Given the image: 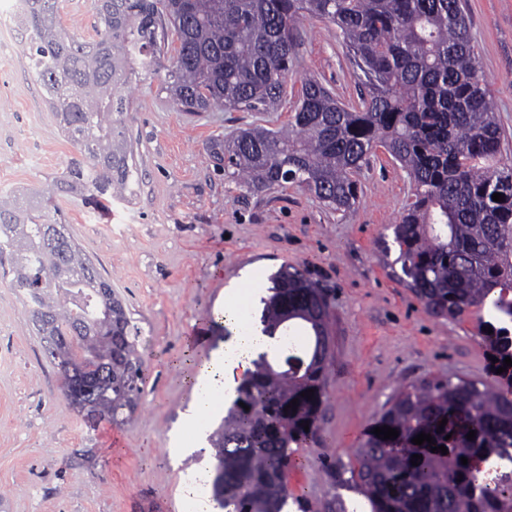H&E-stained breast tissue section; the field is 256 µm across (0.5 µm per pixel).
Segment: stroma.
I'll list each match as a JSON object with an SVG mask.
<instances>
[{"instance_id": "35a3bbf8", "label": "stroma", "mask_w": 512, "mask_h": 512, "mask_svg": "<svg viewBox=\"0 0 512 512\" xmlns=\"http://www.w3.org/2000/svg\"><path fill=\"white\" fill-rule=\"evenodd\" d=\"M486 85L497 102L503 156L512 159V0H466ZM62 25L84 38L92 0H58ZM21 27L0 26V190L47 189L75 156L23 56ZM175 52L136 69L124 118L136 169L131 188L100 210L54 196L60 219L126 305L146 379L130 420H87L63 396L57 368L0 256V512H182L179 484L214 465L199 450L176 460L168 434L190 400L187 377L231 336L224 295L251 271L305 270L328 296L334 359L317 437L296 449L287 512H370L352 471L355 451L400 387L457 376L491 380L476 314H430L397 282L381 247L408 199L399 163L377 150L358 174L354 210L338 212L287 184L255 191L215 154L240 129L287 127L302 80L358 103L359 72L318 19L298 27L285 94L271 112L216 107L189 115L167 90Z\"/></svg>"}]
</instances>
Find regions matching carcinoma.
Returning <instances> with one entry per match:
<instances>
[{"mask_svg": "<svg viewBox=\"0 0 512 512\" xmlns=\"http://www.w3.org/2000/svg\"><path fill=\"white\" fill-rule=\"evenodd\" d=\"M26 2L28 68L78 153L56 189L105 207L129 188L135 166L123 90L134 64L158 63L169 31L178 41L168 82L178 111L269 112L284 93L297 24L335 25L367 95L348 106L306 80L288 131H240L225 146L227 168L255 190L295 183L347 212L360 198L356 175L384 148L410 183L393 226L399 282L435 316L487 310L478 336L498 359L493 368L512 358V163L503 162V133L465 0H93L100 23L93 39L61 24L57 0ZM495 193L504 200L494 201ZM45 205L42 191L0 195V255L12 258L10 286L30 318L37 310L47 317L35 324L44 356L55 364L66 350L71 375H61L62 388L72 375L96 377L100 407L124 421L145 381L137 328L121 300L100 294L105 278L73 240L62 254L47 249L53 220ZM269 280L260 323L277 344L253 360L209 437L220 464L213 494L228 512H284L294 449L316 435L327 399V300L299 268L284 265ZM285 325L311 332L313 344L285 347ZM308 389L314 396H300ZM384 425L399 436L372 433L356 455L371 512H512V483H505L512 479L511 390L451 377L412 386L388 402L376 421ZM422 432L434 444L412 443ZM435 445L448 454L432 452ZM414 454L422 456L416 466ZM478 460L495 464V481L480 477Z\"/></svg>", "mask_w": 512, "mask_h": 512, "instance_id": "cac0c4a2", "label": "carcinoma"}]
</instances>
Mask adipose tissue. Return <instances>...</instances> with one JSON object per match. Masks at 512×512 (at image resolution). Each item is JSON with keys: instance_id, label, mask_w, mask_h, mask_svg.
<instances>
[{"instance_id": "adipose-tissue-1", "label": "adipose tissue", "mask_w": 512, "mask_h": 512, "mask_svg": "<svg viewBox=\"0 0 512 512\" xmlns=\"http://www.w3.org/2000/svg\"><path fill=\"white\" fill-rule=\"evenodd\" d=\"M261 287L260 278L246 281L243 292H231L224 297V323L233 335L225 343L221 354L192 381V396L182 425L172 434L182 439L189 430H201L205 419L215 410L217 403L234 399L236 388L251 368L253 359L273 347L274 341L264 336L244 308V299L254 296Z\"/></svg>"}]
</instances>
